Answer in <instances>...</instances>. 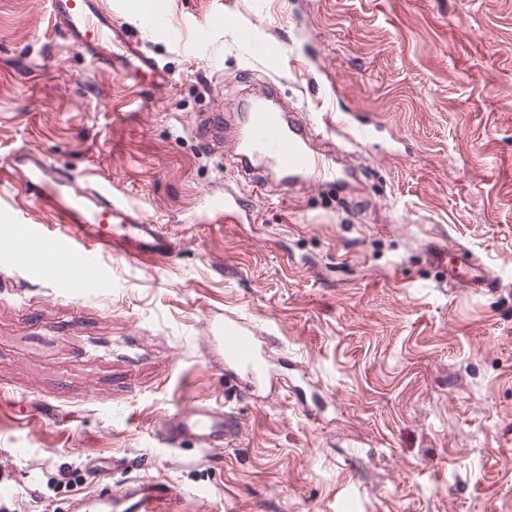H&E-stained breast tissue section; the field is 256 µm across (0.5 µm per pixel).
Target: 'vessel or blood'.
I'll use <instances>...</instances> for the list:
<instances>
[{
  "label": "vessel or blood",
  "instance_id": "vessel-or-blood-1",
  "mask_svg": "<svg viewBox=\"0 0 512 512\" xmlns=\"http://www.w3.org/2000/svg\"><path fill=\"white\" fill-rule=\"evenodd\" d=\"M134 23L114 18L110 0H51L53 32L72 47L91 53L106 69L130 79L141 93L168 89L169 71L134 39L131 26L155 28L166 13L165 0H149ZM245 156L261 155L288 172L290 177L340 185L339 171L309 146L311 129L299 117L284 119L266 101L252 102L245 114ZM20 186L23 198L11 215L0 218V239L10 243V257L31 254L56 262L55 277L64 288H81L89 282L104 283L98 256H113L139 264L172 253L175 242L141 210L127 204L97 181H77L41 154L18 150L0 165V185ZM206 208L213 222L236 219L239 194L210 193ZM46 212L51 223L35 224L30 214ZM448 281L475 292L499 288V281L464 247L448 261ZM220 346L225 379L230 387H254L264 380L269 366L256 336L243 322L227 317L211 323ZM241 433L234 408L193 402L179 407L161 423L159 438L169 448L193 443L208 451L235 441ZM178 488L169 481L135 477L118 487H104L94 502L96 512H161L176 499Z\"/></svg>",
  "mask_w": 512,
  "mask_h": 512
}]
</instances>
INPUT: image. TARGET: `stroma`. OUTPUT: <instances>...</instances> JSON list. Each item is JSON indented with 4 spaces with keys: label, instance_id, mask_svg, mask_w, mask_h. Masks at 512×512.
Returning a JSON list of instances; mask_svg holds the SVG:
<instances>
[{
    "label": "stroma",
    "instance_id": "35a3bbf8",
    "mask_svg": "<svg viewBox=\"0 0 512 512\" xmlns=\"http://www.w3.org/2000/svg\"><path fill=\"white\" fill-rule=\"evenodd\" d=\"M167 3L179 38L141 36L172 86L140 111L52 36L48 0H0V162L40 151L177 245L100 254L106 284L76 289L0 263V512H70L138 476L179 488L165 512H512V0ZM272 80L279 111L377 125L366 146L334 138L351 194L288 200L282 170L239 167ZM227 187L251 221L207 224ZM460 246L501 288L449 285ZM227 315L261 336L272 388H225L208 324ZM195 400L237 407L231 446L159 441Z\"/></svg>",
    "mask_w": 512,
    "mask_h": 512
}]
</instances>
